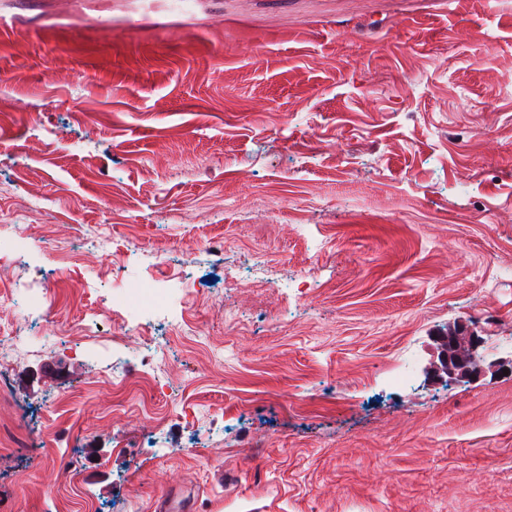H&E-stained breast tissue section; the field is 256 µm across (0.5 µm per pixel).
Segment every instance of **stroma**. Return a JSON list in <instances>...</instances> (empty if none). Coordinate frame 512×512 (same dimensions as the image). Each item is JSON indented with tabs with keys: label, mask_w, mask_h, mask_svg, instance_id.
<instances>
[{
	"label": "stroma",
	"mask_w": 512,
	"mask_h": 512,
	"mask_svg": "<svg viewBox=\"0 0 512 512\" xmlns=\"http://www.w3.org/2000/svg\"><path fill=\"white\" fill-rule=\"evenodd\" d=\"M13 280L0 512H512V0H0ZM26 349V336L17 333V327L0 329V363L18 358Z\"/></svg>",
	"instance_id": "stroma-1"
}]
</instances>
